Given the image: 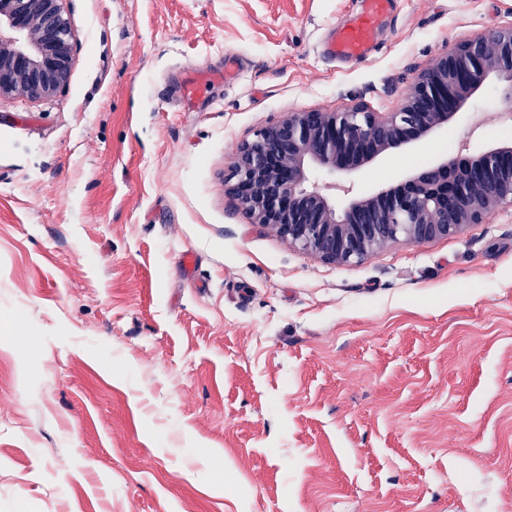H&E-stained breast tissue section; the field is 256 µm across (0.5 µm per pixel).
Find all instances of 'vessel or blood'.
Segmentation results:
<instances>
[{"mask_svg": "<svg viewBox=\"0 0 512 512\" xmlns=\"http://www.w3.org/2000/svg\"><path fill=\"white\" fill-rule=\"evenodd\" d=\"M392 0H366V6L347 23L334 28L328 52L331 56L361 62L374 52L376 33Z\"/></svg>", "mask_w": 512, "mask_h": 512, "instance_id": "1", "label": "vessel or blood"}]
</instances>
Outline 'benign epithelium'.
<instances>
[{
	"mask_svg": "<svg viewBox=\"0 0 512 512\" xmlns=\"http://www.w3.org/2000/svg\"><path fill=\"white\" fill-rule=\"evenodd\" d=\"M76 35L61 0H0V98L40 100L68 84ZM491 75L512 95V23L458 43L415 77L396 112L362 103L343 112H290L258 130L235 155L228 187L255 224L289 246L331 264H351L391 243L461 234L495 209L512 206V145L437 159L396 185L354 198L336 211L313 171L349 177L376 160L421 146L462 118L466 100Z\"/></svg>",
	"mask_w": 512,
	"mask_h": 512,
	"instance_id": "1",
	"label": "benign epithelium"
}]
</instances>
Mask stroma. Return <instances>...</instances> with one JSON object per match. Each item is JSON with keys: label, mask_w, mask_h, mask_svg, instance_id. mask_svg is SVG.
I'll return each mask as SVG.
<instances>
[{"label": "stroma", "mask_w": 512, "mask_h": 512, "mask_svg": "<svg viewBox=\"0 0 512 512\" xmlns=\"http://www.w3.org/2000/svg\"><path fill=\"white\" fill-rule=\"evenodd\" d=\"M62 0L66 88L0 99V512H512V208L334 265L225 190L237 147L302 109L394 111L512 0ZM237 78L185 96V73ZM388 188L512 141L506 81ZM192 254V266L182 257ZM366 6L347 23L334 28L328 53L341 59L362 62L375 51L376 33L389 12L392 0H365Z\"/></svg>", "instance_id": "stroma-1"}]
</instances>
